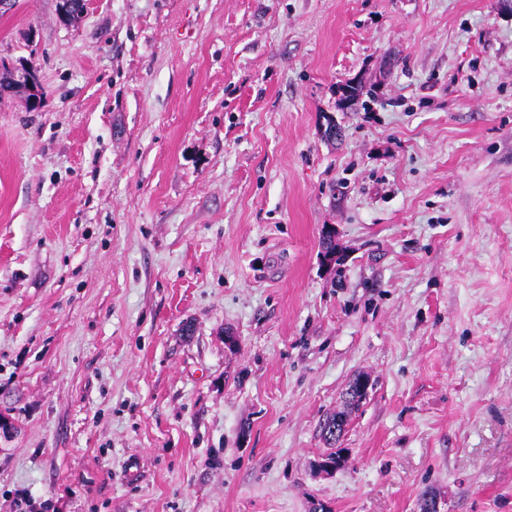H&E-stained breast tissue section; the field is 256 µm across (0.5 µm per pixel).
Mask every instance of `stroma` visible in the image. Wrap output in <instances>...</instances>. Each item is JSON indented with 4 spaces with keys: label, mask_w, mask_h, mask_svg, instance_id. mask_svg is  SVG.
Listing matches in <instances>:
<instances>
[{
    "label": "stroma",
    "mask_w": 512,
    "mask_h": 512,
    "mask_svg": "<svg viewBox=\"0 0 512 512\" xmlns=\"http://www.w3.org/2000/svg\"><path fill=\"white\" fill-rule=\"evenodd\" d=\"M56 4L0 13V512H512V0Z\"/></svg>",
    "instance_id": "35a3bbf8"
}]
</instances>
